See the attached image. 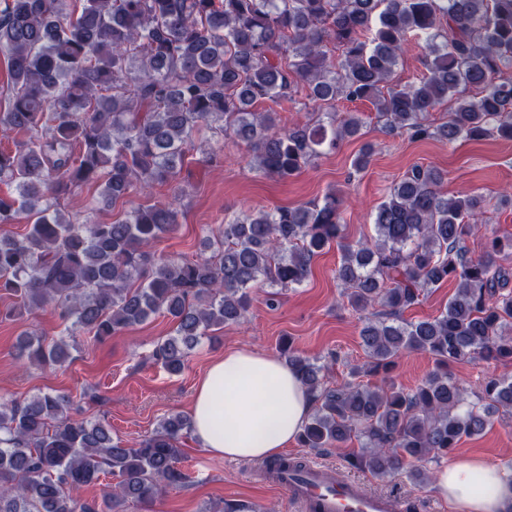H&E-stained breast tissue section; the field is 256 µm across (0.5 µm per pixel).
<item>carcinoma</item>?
I'll list each match as a JSON object with an SVG mask.
<instances>
[{
    "instance_id": "cac0c4a2",
    "label": "carcinoma",
    "mask_w": 512,
    "mask_h": 512,
    "mask_svg": "<svg viewBox=\"0 0 512 512\" xmlns=\"http://www.w3.org/2000/svg\"><path fill=\"white\" fill-rule=\"evenodd\" d=\"M412 37L425 38L428 75L394 85ZM0 51L10 79L0 134L22 135L0 149V183L14 187L0 194V224L29 220L24 233L0 237V291L16 298L6 316L50 308L64 326L52 342L20 334L19 357L52 368L71 358L78 330L101 342L166 314L175 329L152 358L179 372L209 332L246 318L252 288H271L266 304L276 307L335 244L336 280L366 313L369 371L386 372L412 351L431 355L436 370L412 389L336 387L323 366L282 343L313 402L302 446L355 438L353 464L388 479L410 462L439 463L500 409L512 411L511 375L488 378L467 404L448 375L465 359L512 364V239L472 256L466 240L485 199L441 194L433 167L416 164L388 188L372 243L345 241L343 200L328 192L320 203L225 220L195 260L151 251L178 227L185 145L203 129L244 144L260 174L286 179L363 127L356 112H325L278 130L277 113L256 109L263 101L299 92L319 105L367 100L388 130L413 140L512 139V74L503 71L512 67V0H5ZM449 101L448 119L431 122ZM94 183L112 202L170 185L174 201L110 223L66 216L60 199ZM450 278L456 292L439 316L403 318ZM72 409L62 392L0 397V512H125L128 501L150 502L162 484L186 479L177 467L186 417L164 418L128 448ZM264 467L274 476L307 471L286 457ZM105 474L119 478L115 489L100 502L84 498ZM406 474L430 479L421 467Z\"/></svg>"
}]
</instances>
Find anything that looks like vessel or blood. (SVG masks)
I'll return each instance as SVG.
<instances>
[{
    "label": "vessel or blood",
    "mask_w": 512,
    "mask_h": 512,
    "mask_svg": "<svg viewBox=\"0 0 512 512\" xmlns=\"http://www.w3.org/2000/svg\"><path fill=\"white\" fill-rule=\"evenodd\" d=\"M285 488L299 512H403L404 504L396 498L362 490L323 466H312L306 482L283 477Z\"/></svg>",
    "instance_id": "b4317fda"
}]
</instances>
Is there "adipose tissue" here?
<instances>
[{
    "mask_svg": "<svg viewBox=\"0 0 512 512\" xmlns=\"http://www.w3.org/2000/svg\"><path fill=\"white\" fill-rule=\"evenodd\" d=\"M312 412L296 372L276 357L237 348L212 360L193 394L195 437L208 453L229 460L271 457L296 441ZM484 486L474 489V475ZM430 490L451 512H505L512 473L481 459H456L436 468Z\"/></svg>",
    "mask_w": 512,
    "mask_h": 512,
    "instance_id": "adipose-tissue-1",
    "label": "adipose tissue"
}]
</instances>
